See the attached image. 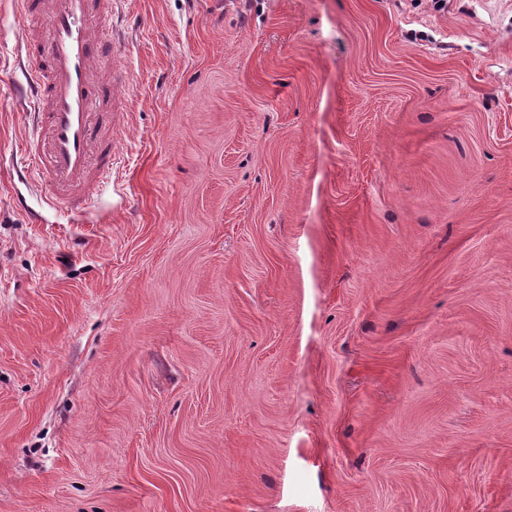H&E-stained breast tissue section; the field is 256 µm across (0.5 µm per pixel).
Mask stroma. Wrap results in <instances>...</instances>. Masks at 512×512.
<instances>
[{"label": "stroma", "instance_id": "stroma-1", "mask_svg": "<svg viewBox=\"0 0 512 512\" xmlns=\"http://www.w3.org/2000/svg\"><path fill=\"white\" fill-rule=\"evenodd\" d=\"M118 162L29 175L0 0V512H512V0H112Z\"/></svg>", "mask_w": 512, "mask_h": 512}]
</instances>
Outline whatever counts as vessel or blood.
<instances>
[{
    "mask_svg": "<svg viewBox=\"0 0 512 512\" xmlns=\"http://www.w3.org/2000/svg\"><path fill=\"white\" fill-rule=\"evenodd\" d=\"M111 0H19L29 26V107L45 127L29 165L48 184L50 201L78 215L96 184L112 175L121 134L102 106L131 76L112 57Z\"/></svg>",
    "mask_w": 512,
    "mask_h": 512,
    "instance_id": "1",
    "label": "vessel or blood"
}]
</instances>
